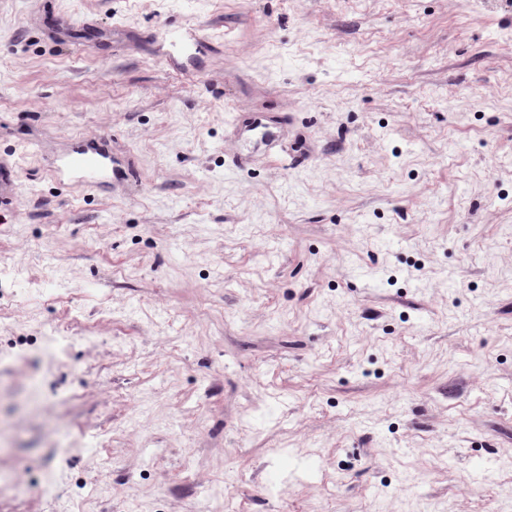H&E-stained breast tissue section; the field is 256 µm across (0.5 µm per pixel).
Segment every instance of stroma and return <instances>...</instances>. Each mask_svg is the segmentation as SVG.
<instances>
[{
    "mask_svg": "<svg viewBox=\"0 0 512 512\" xmlns=\"http://www.w3.org/2000/svg\"><path fill=\"white\" fill-rule=\"evenodd\" d=\"M0 163V512H512V0H0ZM110 172L115 176L112 157L102 145L79 146L62 162L55 175L57 180L68 187H103Z\"/></svg>",
    "mask_w": 512,
    "mask_h": 512,
    "instance_id": "1",
    "label": "stroma"
}]
</instances>
